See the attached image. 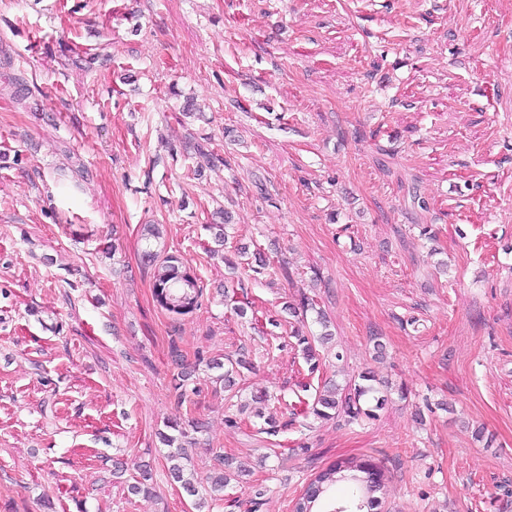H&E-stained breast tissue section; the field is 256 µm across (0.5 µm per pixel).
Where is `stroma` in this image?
Here are the masks:
<instances>
[{
  "instance_id": "35a3bbf8",
  "label": "stroma",
  "mask_w": 512,
  "mask_h": 512,
  "mask_svg": "<svg viewBox=\"0 0 512 512\" xmlns=\"http://www.w3.org/2000/svg\"><path fill=\"white\" fill-rule=\"evenodd\" d=\"M147 224L192 313L154 301ZM364 372L375 417L310 414ZM172 424L199 476L252 466L212 512H290L351 458L381 512H512V0H0V512H196ZM174 257H168L167 260L163 262V264L158 268L157 274L155 275V281L153 283V295L160 307L167 310L170 313L185 315L192 312L199 303V298L202 296V288L199 285L197 276L189 269L188 272L191 273L192 276H187L185 278V282H179V287L174 280L179 279V275L187 272V269L184 271H179V267L175 266L172 262H177V260H173ZM163 273H166L164 276ZM170 290L176 296L174 302L178 300L180 297H184L188 300V303L191 304V307L187 310L180 311L174 309L168 303V297L164 295V290ZM187 432L178 430V435H164L163 441L169 447L167 460L170 462L168 471L172 479L180 483L182 489L190 496H199V487L209 494L210 498L219 500L224 492V486L231 476L249 475L252 471L243 463H238L237 458L217 453L215 459L218 462L212 472L204 478H199L195 470H187L190 463V456L187 454L185 444L187 441ZM189 471V472H188ZM203 484V485H202ZM206 484V487L204 486Z\"/></svg>"
}]
</instances>
